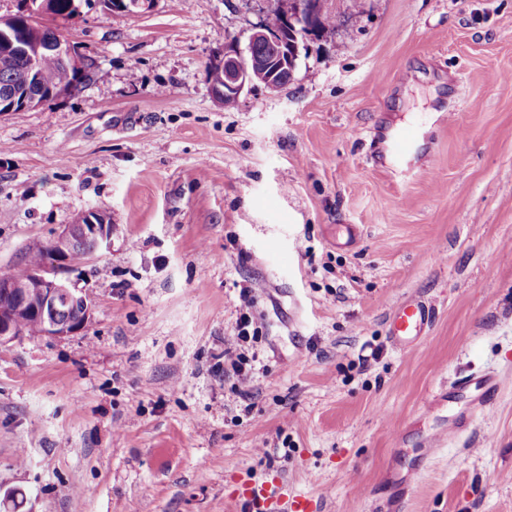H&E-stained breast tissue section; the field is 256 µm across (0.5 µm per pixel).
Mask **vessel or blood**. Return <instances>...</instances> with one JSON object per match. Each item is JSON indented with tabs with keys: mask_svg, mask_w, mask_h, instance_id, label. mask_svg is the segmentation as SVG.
<instances>
[{
	"mask_svg": "<svg viewBox=\"0 0 512 512\" xmlns=\"http://www.w3.org/2000/svg\"><path fill=\"white\" fill-rule=\"evenodd\" d=\"M419 129L409 125L402 128L390 141L388 150L391 157L400 164L410 163L417 143ZM429 307L423 303L404 302L395 312L390 334L395 344L405 346L420 336L430 320ZM498 386L495 375L484 373L456 379L448 389L449 399L469 389H477L480 395L477 410L484 411L492 404ZM470 423L469 417L461 416L452 421L448 428L434 435L428 442L429 453H437L446 447ZM241 512H320L322 504L312 495L300 492L278 473H270L256 479H244L234 495Z\"/></svg>",
	"mask_w": 512,
	"mask_h": 512,
	"instance_id": "vessel-or-blood-1",
	"label": "vessel or blood"
}]
</instances>
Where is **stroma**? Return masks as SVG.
I'll return each mask as SVG.
<instances>
[{"mask_svg": "<svg viewBox=\"0 0 512 512\" xmlns=\"http://www.w3.org/2000/svg\"><path fill=\"white\" fill-rule=\"evenodd\" d=\"M277 5L84 9L58 28L95 77L0 112V273L85 211L116 226L71 275L90 325L0 347L15 512H234L271 470L324 512H383L393 483L408 512H512V0H328L288 85L224 109L208 65ZM248 285L245 399L218 364ZM410 296L434 317L401 349ZM476 371L491 408L425 457L472 399L437 391ZM419 129L414 125L402 128L390 141L388 150L399 164H409L419 141Z\"/></svg>", "mask_w": 512, "mask_h": 512, "instance_id": "obj_1", "label": "stroma"}]
</instances>
